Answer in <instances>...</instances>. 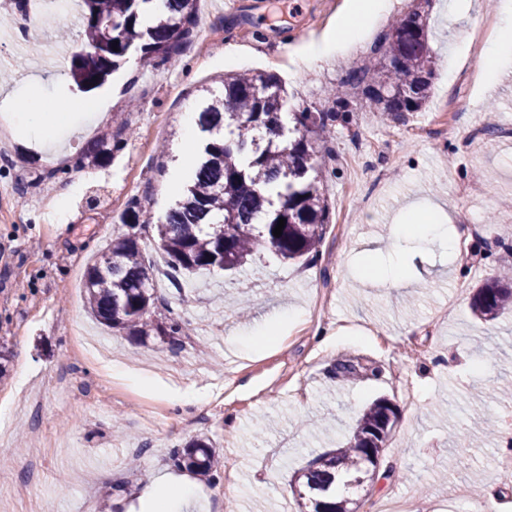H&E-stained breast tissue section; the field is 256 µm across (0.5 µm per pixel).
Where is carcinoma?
Returning a JSON list of instances; mask_svg holds the SVG:
<instances>
[{"label": "carcinoma", "mask_w": 512, "mask_h": 512, "mask_svg": "<svg viewBox=\"0 0 512 512\" xmlns=\"http://www.w3.org/2000/svg\"><path fill=\"white\" fill-rule=\"evenodd\" d=\"M152 0H81L83 35L92 51L75 52L70 60L80 91L94 90L136 54L155 67L176 59L194 42L199 0H165V10L148 14ZM428 14L415 9L396 20L374 53L376 63L353 67L332 90L333 105L323 112H285L284 89L274 73L248 71L224 74L220 93L199 106L203 148L194 151L189 180L153 232L171 269L179 276L196 270H238L260 249L284 261L319 254L332 208L326 177L315 157L329 127L346 118L345 89H359L376 111L387 116L417 112L429 97L433 68L428 42ZM117 49H112V43ZM119 122L110 137L87 149L92 165H103L112 149L126 143ZM285 219L282 235L273 230ZM149 224L141 203L132 198L124 225ZM109 261H95L85 276V303L102 324L134 339L156 336L171 340L184 331L174 319L152 316L157 297L139 239L119 234L105 250ZM512 309V282L500 275L476 287L472 311L495 320ZM376 363L338 358L329 370L337 385L350 379H377ZM397 420L391 400L369 404L356 428L340 447L312 460L294 475L296 512H355L357 502L342 498L337 488L368 492L375 479L369 453L380 456ZM175 465L208 480L219 470L216 443L207 436L191 439L172 452Z\"/></svg>", "instance_id": "1"}]
</instances>
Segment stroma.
Segmentation results:
<instances>
[{"instance_id":"35a3bbf8","label":"stroma","mask_w":512,"mask_h":512,"mask_svg":"<svg viewBox=\"0 0 512 512\" xmlns=\"http://www.w3.org/2000/svg\"><path fill=\"white\" fill-rule=\"evenodd\" d=\"M350 0H201L197 40L161 70L130 61L100 88L69 79L84 48L79 24L56 23L13 41L0 27V345L11 353L0 378V512H148L144 487L191 486L175 512H284L291 479L345 440L377 398L398 409L375 483L357 512L402 498L408 512H473L493 502L512 512V312L485 322L470 301L476 285L512 265V68L493 88L464 80L471 29L494 16V0H468L466 18L448 0H395L392 17L414 8L430 18L435 77L419 111L381 118L364 98L335 125L318 154L328 195L345 224H331L316 260L288 263L256 253L238 272L215 271L156 289L157 317L181 318L175 342L136 341L86 311L88 263L125 233L138 198L152 219L185 175L182 127L206 87L228 69L265 70L288 87L286 107L321 111L357 53L304 60L328 39ZM239 61L225 64L228 50ZM57 104L48 136L6 126L19 101ZM456 111L448 132L439 105ZM128 112L133 135L107 165L78 156ZM496 128L487 134L486 125ZM54 179H43L47 170ZM439 206L458 254L439 243L405 247L407 286L365 275L393 260L389 228L410 207ZM485 225L482 233L473 232ZM101 339L113 361L149 371L155 386L117 380L81 342ZM384 366L379 379L332 390L341 355ZM196 435L213 438L222 463L207 482L176 468L171 453Z\"/></svg>"}]
</instances>
